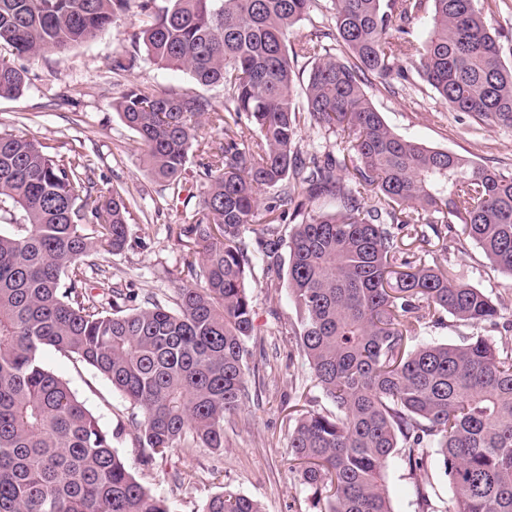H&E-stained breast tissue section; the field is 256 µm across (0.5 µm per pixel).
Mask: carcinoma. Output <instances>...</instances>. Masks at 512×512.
Here are the masks:
<instances>
[{
	"instance_id": "obj_1",
	"label": "carcinoma",
	"mask_w": 512,
	"mask_h": 512,
	"mask_svg": "<svg viewBox=\"0 0 512 512\" xmlns=\"http://www.w3.org/2000/svg\"><path fill=\"white\" fill-rule=\"evenodd\" d=\"M133 2L146 17L133 43L148 60L221 86L230 101L220 111L194 92L131 87L116 104L148 173L174 195L189 153L205 145L202 216L177 232L181 272L200 286L178 289L171 306L150 297L133 309L119 288L88 293L87 270L99 269L90 258L127 242L130 203L116 190L93 195L85 156L0 132V512H172L42 355L50 348L107 378L134 409L145 461L176 448L224 451L254 331L243 230L261 210L258 250L272 266L288 248L291 334L336 407L306 413L290 432V467L320 512H394L390 463L421 469L432 451L453 492L449 512H512V348L484 335L417 343L448 315L495 326L498 306L399 245L433 233L462 253L470 241L512 275V170L397 135L365 91L370 75L385 88L405 78L406 62L449 109L512 128V66L484 0H329L336 48L319 30L289 39L314 0H0V45L19 56L81 45ZM138 61L135 50L116 55L112 71ZM25 85V70L0 63V98ZM202 117L224 140H206ZM303 124L336 136V151L303 155ZM320 198L335 208H305ZM288 219L285 242L278 224ZM200 512L262 509L226 489Z\"/></svg>"
}]
</instances>
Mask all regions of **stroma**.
Here are the masks:
<instances>
[{
  "label": "stroma",
  "instance_id": "35a3bbf8",
  "mask_svg": "<svg viewBox=\"0 0 512 512\" xmlns=\"http://www.w3.org/2000/svg\"><path fill=\"white\" fill-rule=\"evenodd\" d=\"M140 23L137 16L121 17L112 32L63 53L18 57L0 47V58L27 75L19 98H0V131L36 139L62 155L89 156L95 167L96 194L107 197L119 189L129 199L135 221L126 246L119 253L97 257L96 262L108 284L130 290L133 308L150 296L169 301L182 287L176 228L198 209L202 185L192 162L180 196L152 181L141 162L140 144L112 104L128 88L138 86L171 94L198 90L216 109L225 105L222 87L198 88L188 73L146 60L134 71L113 74V56L129 48L130 35ZM406 76L394 94L372 83L365 87L396 134L492 169H512V128L481 124L451 111L417 69H407ZM424 259L429 265L452 264L460 278L489 294L502 317L497 327L485 328L484 333L498 345L512 347V276L471 242L462 253L453 248L444 252L439 243H431ZM250 281L254 332L247 341V399L224 421L223 453L179 448L166 461L143 465L135 432L124 425L130 412L125 398L92 367L50 349L43 356L47 368L68 383L100 425L115 431L114 448L141 483L169 499L174 512H198L203 502L227 488L257 500L263 512H318L311 491L289 468V430L300 413L330 411L334 405L288 333L295 313L285 269L271 270L255 260ZM178 472L183 475L179 482L174 479ZM387 485L395 512H427L428 507L438 508L452 499L434 455L428 457L424 470L416 472L394 461L387 471Z\"/></svg>",
  "mask_w": 512,
  "mask_h": 512
}]
</instances>
